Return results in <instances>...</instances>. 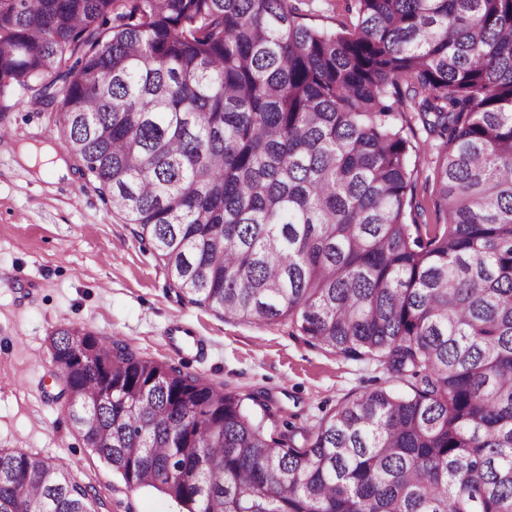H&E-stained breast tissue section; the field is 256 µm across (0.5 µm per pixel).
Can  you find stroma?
Returning a JSON list of instances; mask_svg holds the SVG:
<instances>
[{
  "instance_id": "stroma-1",
  "label": "stroma",
  "mask_w": 512,
  "mask_h": 512,
  "mask_svg": "<svg viewBox=\"0 0 512 512\" xmlns=\"http://www.w3.org/2000/svg\"><path fill=\"white\" fill-rule=\"evenodd\" d=\"M303 23L352 28L349 0H296ZM7 105L11 139L0 140V448L69 461L101 512H180L165 494L127 487L73 428L55 377L49 336L72 323L125 341L142 356L199 374L244 394L266 395L283 416L313 427L339 404L375 388L408 393L374 360H350L305 343L288 323L227 318L181 301L156 257L136 240L77 163L57 178L19 159L22 146L61 149L55 114L15 91ZM421 176L417 202L432 210L436 152L413 135ZM180 318L203 344L192 357L173 347L167 327Z\"/></svg>"
}]
</instances>
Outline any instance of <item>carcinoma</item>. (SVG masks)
<instances>
[{
  "mask_svg": "<svg viewBox=\"0 0 512 512\" xmlns=\"http://www.w3.org/2000/svg\"><path fill=\"white\" fill-rule=\"evenodd\" d=\"M0 0V98L68 155L181 300L288 322L410 384L307 429L74 325L69 411L131 488L186 512H512V0ZM439 140L414 215L402 113ZM71 466L0 448V512H96ZM301 21L309 26L340 31L352 28L356 22L354 11L348 10L349 0H297Z\"/></svg>",
  "mask_w": 512,
  "mask_h": 512,
  "instance_id": "obj_1",
  "label": "carcinoma"
}]
</instances>
